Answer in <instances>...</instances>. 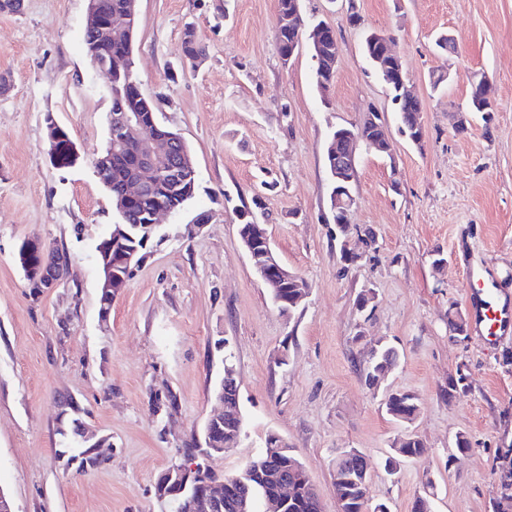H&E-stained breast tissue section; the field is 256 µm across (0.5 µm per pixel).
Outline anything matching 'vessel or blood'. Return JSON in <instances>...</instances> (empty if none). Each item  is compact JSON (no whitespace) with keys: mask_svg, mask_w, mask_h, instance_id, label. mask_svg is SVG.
Returning a JSON list of instances; mask_svg holds the SVG:
<instances>
[{"mask_svg":"<svg viewBox=\"0 0 512 512\" xmlns=\"http://www.w3.org/2000/svg\"><path fill=\"white\" fill-rule=\"evenodd\" d=\"M467 299L473 309V330L486 345L512 335V297L503 294L486 270L468 269Z\"/></svg>","mask_w":512,"mask_h":512,"instance_id":"vessel-or-blood-1","label":"vessel or blood"}]
</instances>
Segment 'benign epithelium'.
Returning a JSON list of instances; mask_svg holds the SVG:
<instances>
[{
	"instance_id": "obj_1",
	"label": "benign epithelium",
	"mask_w": 512,
	"mask_h": 512,
	"mask_svg": "<svg viewBox=\"0 0 512 512\" xmlns=\"http://www.w3.org/2000/svg\"><path fill=\"white\" fill-rule=\"evenodd\" d=\"M87 28L99 31L104 38V44L110 46L120 42L125 48H130L135 25V11L119 18H106L100 0H87ZM278 27L288 30V58H293L302 47H307L314 59H324L330 53L341 52L339 41L332 39L329 25L322 24L311 31H306L301 16V7L297 6L288 11V15L278 20ZM142 109L133 108L121 113L114 127L110 129V138L119 147L126 140H134L139 144L142 161L137 177L123 185L118 192V214L125 212L124 206L136 201L148 189L158 185L162 174L170 171L172 165H177L176 189L180 190L195 176V166L187 150L184 139L176 133L161 140L155 136L152 121L148 119L145 110L149 109L148 98H143ZM47 153L50 162L57 168L63 165L62 153H67L73 161H78L80 152L77 144L70 138L67 131L54 118L47 121ZM372 145L378 154L384 157H394V145L387 129H381L380 134L369 139L360 129L345 131L344 137L336 144L333 179L340 189L336 190L329 205L331 215H349L355 203V197L347 189L356 174L357 149L360 143ZM91 165L102 185L112 188V153L106 156H94ZM171 207H157L145 213L142 224H115L111 237L116 241L133 237L140 231L145 232L143 242L151 239V233L157 228L158 216L162 213H172ZM241 244L249 257L255 274L260 281L272 288L289 287L292 296L289 299L276 300L297 307L310 294L308 282L299 274L286 267L275 254L270 237L264 224H255L251 232L241 239ZM99 264L103 268L101 296L110 301L115 300L118 293L126 286L129 276L140 263L139 250L113 252L112 245L99 249ZM70 258L59 253L45 261L40 270L34 275L41 293L52 291L66 277ZM217 399L222 411L214 414L204 424L206 436V453L220 454L230 448H235L241 440L243 418L239 404V388L235 377V369L229 365L224 367V378L220 383ZM269 444L272 449L264 461L263 470L248 478L237 475H226L216 483H207L198 489L189 484L191 475L198 469V461L193 460L184 464H175L160 474V482L168 489L167 497L178 503L185 497L193 499L195 512H224L229 507L235 512H251L255 505L256 491L264 490L263 502L267 512H288L295 504L293 497L302 483L305 469L296 459L292 446L277 433L270 434ZM512 469V449L502 452V478L499 484L498 498L501 503L500 512H508L512 507V480L508 479Z\"/></svg>"
}]
</instances>
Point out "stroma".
I'll use <instances>...</instances> for the list:
<instances>
[{"label": "stroma", "mask_w": 512, "mask_h": 512, "mask_svg": "<svg viewBox=\"0 0 512 512\" xmlns=\"http://www.w3.org/2000/svg\"><path fill=\"white\" fill-rule=\"evenodd\" d=\"M301 9L341 43L325 95L307 50L281 64L276 0H138L139 86L189 145L197 188L182 211L161 216L158 241L105 320L96 245L116 216L90 160L106 145L111 98L86 54V0L0 11V74L10 78L0 93V490L15 512H170L155 483L201 443L228 363L245 429L238 447L209 459L214 472L238 471L274 432L305 465L323 512H338L340 448L366 455L370 502L390 512H414L421 497L432 512H495L497 456L512 448V338L491 349L470 331L464 272L487 267L512 290V0H301ZM189 26L207 47L193 66ZM366 29L393 37L422 103L420 145L400 134L364 58ZM441 33L455 52H436ZM481 75L496 103L487 121L469 109ZM371 110L395 152L358 153L349 222L362 259L348 265L324 221V150L333 127ZM49 115L80 150L73 167L49 161ZM257 197L278 258L311 287L290 315L239 240L235 211ZM202 211L209 221L194 224ZM28 239L71 259L63 282L36 298L16 263ZM368 288L375 299L358 312ZM452 318L467 331H451ZM379 341L398 349L399 365L370 389L363 368ZM461 373L466 389L444 396ZM397 391L417 401L411 425L385 411ZM77 422L105 442L82 471L67 463L81 450ZM407 432L425 450L386 474Z\"/></svg>", "instance_id": "obj_1"}]
</instances>
